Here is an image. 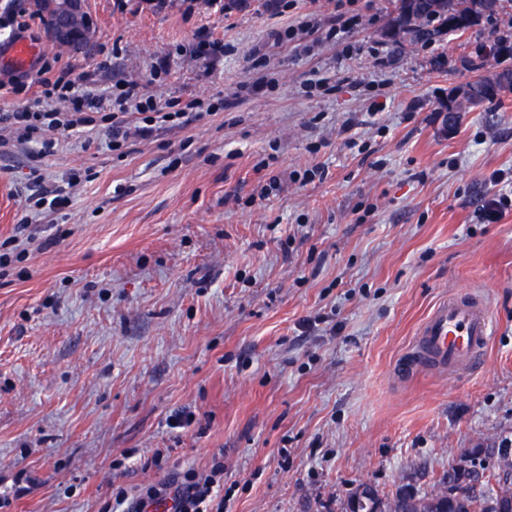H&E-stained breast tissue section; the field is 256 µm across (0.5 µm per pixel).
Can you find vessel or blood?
Instances as JSON below:
<instances>
[{
    "instance_id": "b4317fda",
    "label": "vessel or blood",
    "mask_w": 512,
    "mask_h": 512,
    "mask_svg": "<svg viewBox=\"0 0 512 512\" xmlns=\"http://www.w3.org/2000/svg\"><path fill=\"white\" fill-rule=\"evenodd\" d=\"M496 334L491 304L479 294L449 293L424 320L411 350L399 360V373L424 368L449 373L473 371L483 364Z\"/></svg>"
}]
</instances>
